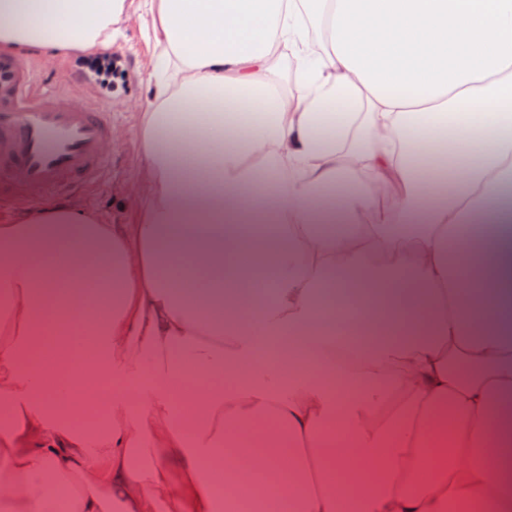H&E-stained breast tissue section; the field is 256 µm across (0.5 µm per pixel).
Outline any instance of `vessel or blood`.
I'll return each mask as SVG.
<instances>
[{
  "instance_id": "b4317fda",
  "label": "vessel or blood",
  "mask_w": 512,
  "mask_h": 512,
  "mask_svg": "<svg viewBox=\"0 0 512 512\" xmlns=\"http://www.w3.org/2000/svg\"><path fill=\"white\" fill-rule=\"evenodd\" d=\"M112 104L37 92L32 73L0 48V195L39 207L100 181Z\"/></svg>"
}]
</instances>
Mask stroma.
<instances>
[{"label":"stroma","mask_w":512,"mask_h":512,"mask_svg":"<svg viewBox=\"0 0 512 512\" xmlns=\"http://www.w3.org/2000/svg\"><path fill=\"white\" fill-rule=\"evenodd\" d=\"M151 15L146 0H126L122 20L115 25L111 55L117 64L112 76L111 93L90 80L92 52L77 47L43 49L34 47L20 57L33 70L36 85L76 96L87 104H95L99 96L112 103V155L106 175L95 187L75 196V203L93 208L107 216L113 224L135 223L137 215L126 202L125 191L144 170L140 140L142 109L146 79L159 47L151 37ZM85 75L84 83L72 82L71 73Z\"/></svg>","instance_id":"35a3bbf8"}]
</instances>
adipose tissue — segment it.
I'll return each mask as SVG.
<instances>
[{"instance_id":"ef3b65f1","label":"adipose tissue","mask_w":512,"mask_h":512,"mask_svg":"<svg viewBox=\"0 0 512 512\" xmlns=\"http://www.w3.org/2000/svg\"><path fill=\"white\" fill-rule=\"evenodd\" d=\"M149 2L136 223L0 215V512H216L220 474L283 512H512V0ZM125 8L0 0V44L103 49ZM50 319L66 380L28 368Z\"/></svg>"}]
</instances>
